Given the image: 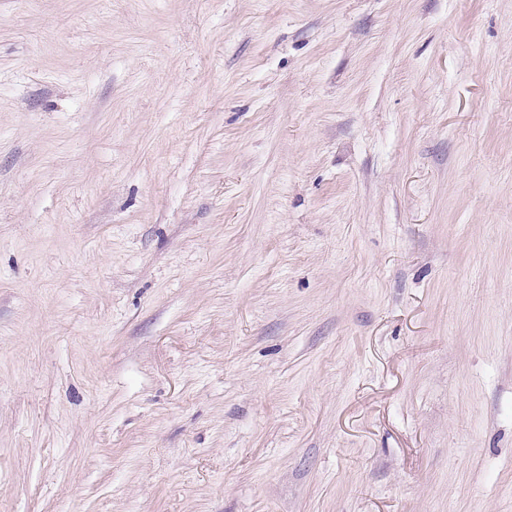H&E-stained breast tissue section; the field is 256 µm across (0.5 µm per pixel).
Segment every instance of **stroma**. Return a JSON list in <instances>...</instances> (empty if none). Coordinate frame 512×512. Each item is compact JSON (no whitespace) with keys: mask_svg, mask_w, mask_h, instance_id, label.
I'll list each match as a JSON object with an SVG mask.
<instances>
[{"mask_svg":"<svg viewBox=\"0 0 512 512\" xmlns=\"http://www.w3.org/2000/svg\"><path fill=\"white\" fill-rule=\"evenodd\" d=\"M0 512H512V0H0Z\"/></svg>","mask_w":512,"mask_h":512,"instance_id":"1","label":"stroma"}]
</instances>
